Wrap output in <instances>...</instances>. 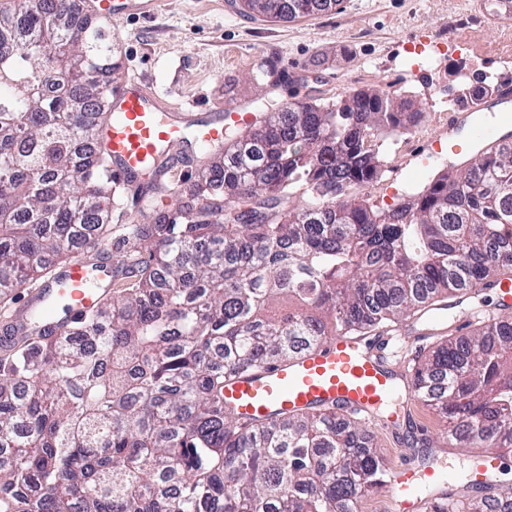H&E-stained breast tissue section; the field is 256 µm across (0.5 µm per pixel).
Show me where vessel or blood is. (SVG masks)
<instances>
[{
	"instance_id": "1",
	"label": "vessel or blood",
	"mask_w": 512,
	"mask_h": 512,
	"mask_svg": "<svg viewBox=\"0 0 512 512\" xmlns=\"http://www.w3.org/2000/svg\"><path fill=\"white\" fill-rule=\"evenodd\" d=\"M157 5L158 0H83L81 11L108 24L130 15L153 14ZM496 98L503 105L497 122L484 120L486 103L478 100L468 107L472 121L466 140H458L456 126H449V167L469 162L485 140L512 143V82L503 81ZM101 109L112 115L102 137L115 163L112 173L119 179L145 172L151 161L172 153L187 135L210 144L223 140L228 124L250 128L265 118L261 112L228 106L223 117L192 129L174 119L157 93L133 77L113 84ZM57 279L50 293L39 290L27 300L31 307L51 303L54 311L45 317L50 328L57 325L59 316L76 318L95 308L105 287L112 284V267L107 263L90 264L86 256L77 255L58 272ZM400 352L392 338L377 341L370 348L363 346L358 337L340 334L304 356L273 361L227 379L224 401L231 411L247 420H272L323 406L370 417L390 402L398 387L399 375L390 362ZM501 462L494 449L479 456L471 468L476 482L493 481ZM417 481V475L409 471L389 473L386 485L399 512H418L424 506V499L416 493Z\"/></svg>"
}]
</instances>
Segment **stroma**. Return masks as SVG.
<instances>
[{
	"mask_svg": "<svg viewBox=\"0 0 512 512\" xmlns=\"http://www.w3.org/2000/svg\"><path fill=\"white\" fill-rule=\"evenodd\" d=\"M112 36L121 52L118 78H140L174 107L239 101L269 113L295 99L332 102L355 89L411 98L426 109L425 135L387 143L384 176L370 193L381 206L440 170L424 147L441 130L439 109L456 96L458 65L498 77L512 70V36L482 0H343L338 9L294 21L248 15L241 0H161L152 18L113 23ZM265 60L282 73L280 83L256 80ZM365 426L389 468L407 461L419 470L430 459L445 471L449 492L477 494L459 449L430 445L415 453L413 440L432 442L445 429L419 399L399 392Z\"/></svg>",
	"mask_w": 512,
	"mask_h": 512,
	"instance_id": "1",
	"label": "stroma"
}]
</instances>
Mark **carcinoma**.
Returning a JSON list of instances; mask_svg holds the SVG:
<instances>
[{"label":"carcinoma","instance_id":"carcinoma-1","mask_svg":"<svg viewBox=\"0 0 512 512\" xmlns=\"http://www.w3.org/2000/svg\"><path fill=\"white\" fill-rule=\"evenodd\" d=\"M341 2L244 6L296 19ZM484 5L512 18V0ZM0 31V304L50 287L77 246L99 256L116 234L128 245L112 297L0 356V512H358L388 473L361 421L326 408L242 422L224 380L511 279L512 145L379 206L359 187L425 110L365 89L298 99L228 130L217 178L151 220L155 191L177 197L180 179L160 165L150 189L122 184L97 138L116 41L77 23L71 0H39L22 33ZM499 87L479 76L458 91L472 103ZM122 194L139 216L111 224ZM411 384L450 424L448 445L512 448V315L437 342Z\"/></svg>","mask_w":512,"mask_h":512}]
</instances>
